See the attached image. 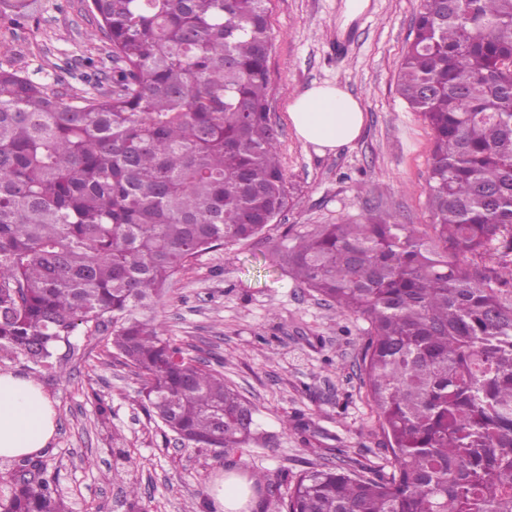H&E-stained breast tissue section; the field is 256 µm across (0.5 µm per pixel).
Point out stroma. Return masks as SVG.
<instances>
[{
    "label": "stroma",
    "instance_id": "obj_1",
    "mask_svg": "<svg viewBox=\"0 0 512 512\" xmlns=\"http://www.w3.org/2000/svg\"><path fill=\"white\" fill-rule=\"evenodd\" d=\"M272 0L270 120L293 201L255 239L199 254L169 284L160 309L168 338L255 408L263 437L231 453L182 443L141 408L132 368L106 363L100 337L61 346L62 368L35 380L53 401L57 428L42 453L72 512H215L212 489L229 475L261 472L278 496L311 466L357 461L375 467L387 451L359 368L366 324L300 286L278 252L286 238L367 210L402 224L431 223L428 168L433 132L397 91L403 52L422 0ZM22 27L0 20V68L16 69L70 98L83 90L86 58L109 44L87 0H30ZM336 82L359 100L360 137L318 154L288 120L290 96ZM111 409L102 428L99 405Z\"/></svg>",
    "mask_w": 512,
    "mask_h": 512
}]
</instances>
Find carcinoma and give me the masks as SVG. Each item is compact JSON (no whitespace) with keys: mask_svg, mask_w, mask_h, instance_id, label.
<instances>
[{"mask_svg":"<svg viewBox=\"0 0 512 512\" xmlns=\"http://www.w3.org/2000/svg\"><path fill=\"white\" fill-rule=\"evenodd\" d=\"M271 0H91L111 84L65 100L0 68V357L53 367L104 336L142 407L227 451L254 408L164 337L157 309L198 254L247 242L290 194L269 118ZM0 18L30 17L8 0ZM512 0H423L398 90L434 134L432 235L370 210L284 253L298 283L367 323L360 371L389 456L307 470L260 512H512ZM39 458L0 512H64Z\"/></svg>","mask_w":512,"mask_h":512,"instance_id":"1","label":"carcinoma"}]
</instances>
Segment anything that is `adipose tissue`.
Masks as SVG:
<instances>
[{"mask_svg": "<svg viewBox=\"0 0 512 512\" xmlns=\"http://www.w3.org/2000/svg\"><path fill=\"white\" fill-rule=\"evenodd\" d=\"M288 118L298 139L317 153L352 145L364 125L359 101L334 82L315 84L290 96ZM56 409L31 378L0 374V459H20L47 448Z\"/></svg>", "mask_w": 512, "mask_h": 512, "instance_id": "1", "label": "adipose tissue"}]
</instances>
